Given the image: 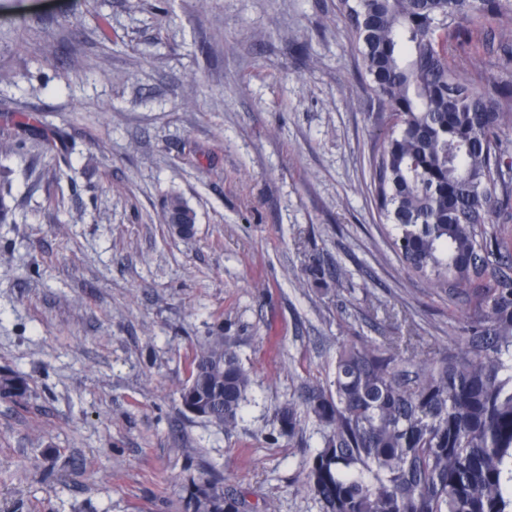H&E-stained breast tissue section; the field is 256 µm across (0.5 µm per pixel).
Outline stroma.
<instances>
[{"label":"stroma","instance_id":"obj_1","mask_svg":"<svg viewBox=\"0 0 512 512\" xmlns=\"http://www.w3.org/2000/svg\"><path fill=\"white\" fill-rule=\"evenodd\" d=\"M23 26L0 39L23 139L0 148V370L30 391L0 399V512H178L206 466L255 512H318L317 438L280 436L278 407L338 342L456 337L371 203L386 124L339 0H0V30ZM215 329L253 378L230 432L178 395ZM189 213H192L189 216ZM163 215L168 231L174 235L173 227L169 223L175 221L181 223L182 230L179 231L178 237L190 239L196 232V212L189 206L188 202L178 194L167 195L163 200Z\"/></svg>","mask_w":512,"mask_h":512}]
</instances>
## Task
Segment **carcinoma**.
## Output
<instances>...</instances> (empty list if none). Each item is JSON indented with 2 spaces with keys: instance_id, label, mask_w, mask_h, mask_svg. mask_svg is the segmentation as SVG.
Masks as SVG:
<instances>
[{
  "instance_id": "cac0c4a2",
  "label": "carcinoma",
  "mask_w": 512,
  "mask_h": 512,
  "mask_svg": "<svg viewBox=\"0 0 512 512\" xmlns=\"http://www.w3.org/2000/svg\"><path fill=\"white\" fill-rule=\"evenodd\" d=\"M342 18L387 114L370 192L409 274L460 305L451 346L342 342L300 403L277 410L290 439L314 423L302 467L320 512H512V81L469 77L489 29L512 34V0H341ZM168 231L194 209L163 200ZM251 373L220 331L195 348L185 411L231 430ZM27 380L0 372V399ZM182 512H253L202 469L180 484Z\"/></svg>"
}]
</instances>
